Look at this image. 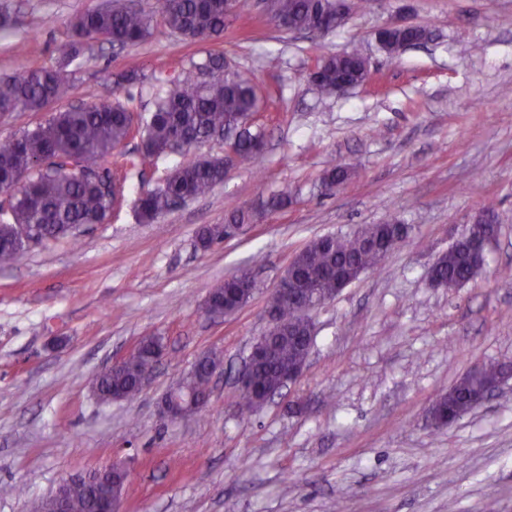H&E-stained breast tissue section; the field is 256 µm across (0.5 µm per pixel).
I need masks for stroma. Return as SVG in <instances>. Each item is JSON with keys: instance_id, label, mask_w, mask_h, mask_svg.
<instances>
[{"instance_id": "obj_1", "label": "stroma", "mask_w": 512, "mask_h": 512, "mask_svg": "<svg viewBox=\"0 0 512 512\" xmlns=\"http://www.w3.org/2000/svg\"><path fill=\"white\" fill-rule=\"evenodd\" d=\"M103 2L23 0L0 29V76L55 66L71 20ZM251 2L221 40L160 25L134 46L89 41L73 65V102L118 100L145 117L182 66L224 53L258 85L265 145L255 167L232 168L152 224L136 200L182 157L129 169L105 223L0 264V512H33L63 479L115 462L130 472L123 512H512V378L447 428L427 422L436 395L470 370L512 367V0H363L325 36L282 29ZM389 22L434 37L392 57L374 39ZM355 48L368 83L322 96L316 58ZM331 157L351 176L329 195ZM279 191L286 208L197 249L201 227ZM490 200L498 236L482 272L430 287L432 264ZM389 220L410 241L312 312L292 391L241 415L235 379L292 256ZM241 270L256 283L250 301L206 314L210 291ZM145 336L166 348L151 381L135 401L100 403L97 374ZM209 350L224 365L208 407L165 420L162 397Z\"/></svg>"}]
</instances>
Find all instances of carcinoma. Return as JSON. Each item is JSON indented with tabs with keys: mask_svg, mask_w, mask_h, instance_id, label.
<instances>
[{
	"mask_svg": "<svg viewBox=\"0 0 512 512\" xmlns=\"http://www.w3.org/2000/svg\"><path fill=\"white\" fill-rule=\"evenodd\" d=\"M275 15L293 31L327 34L324 19L336 13V0H274ZM172 32L191 41H214L224 35V0H159L157 11L139 7L135 0H107L100 8L80 14L71 22L70 35L57 51L59 64L54 70L30 68L20 77H0V112H41L49 105L67 100L73 94L70 66L81 54L85 41L103 38L114 44H137L150 36L156 18ZM430 35L426 26L395 33L390 48L400 50L403 43L420 41ZM363 55L352 51L343 55H323L316 59L314 85L325 95L334 93L339 81L351 84L366 79ZM256 82L233 68H224V55L210 53L206 58L183 68L169 81L165 95L143 123L140 151L126 155L125 167H143L167 155L166 149L178 137L185 140L177 153L183 162L170 168L152 189L140 195L138 215L145 223L154 222L168 212L175 201L210 193L224 181V157H190L191 150L213 140L234 141L238 145L235 164L252 165L260 156L263 133L243 125L242 113L257 108ZM130 109L120 103H98L79 108L58 109L45 124L0 140V191L15 192L11 221L0 224V262L10 261L22 249L21 234L35 233V243L48 244L67 238L82 226L104 223L112 213L115 197L104 179H78L59 169H41L40 161L49 156L79 158L101 167L112 153L131 138ZM348 169L334 160L326 163L323 189L333 193L345 183ZM288 203L279 193L260 197L246 207H236L224 215V223L206 225L197 235V246L208 251L229 238L234 226L258 221L262 215ZM410 238L405 224H367L351 233L335 234L328 240L317 237L292 258L297 279L316 287L319 297L336 296L341 284L336 271H367L380 267L386 256ZM475 247H451L436 260L432 273L449 288H459L473 279L480 268ZM239 274L224 278L211 294L213 310L223 316L242 305H231ZM268 315L283 328L267 347L264 358L254 369L255 385L240 393V407L249 415L263 407L262 396L276 394L281 378L303 363L313 343L309 316L279 294L268 299ZM164 349L160 338L146 336L123 366L102 374L95 393L103 403L113 396L132 400L140 393L139 378L152 362V355ZM222 364L212 351L197 359L196 372L186 380L188 392L209 388V370ZM506 367L490 364L470 372L432 402L428 414L435 428L454 423L461 414L477 405L482 393ZM103 483L96 475L78 476L65 487L68 512H96Z\"/></svg>",
	"mask_w": 512,
	"mask_h": 512,
	"instance_id": "cac0c4a2",
	"label": "carcinoma"
}]
</instances>
